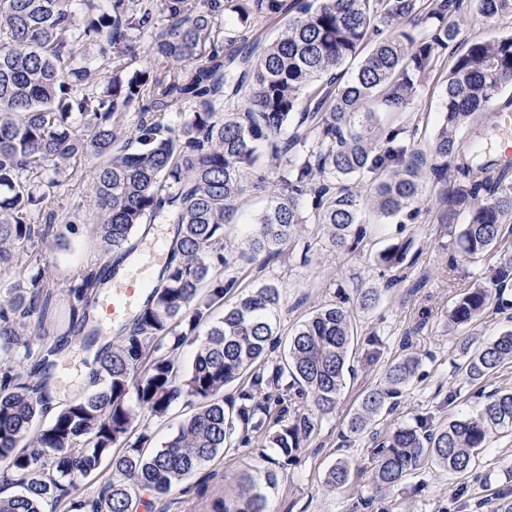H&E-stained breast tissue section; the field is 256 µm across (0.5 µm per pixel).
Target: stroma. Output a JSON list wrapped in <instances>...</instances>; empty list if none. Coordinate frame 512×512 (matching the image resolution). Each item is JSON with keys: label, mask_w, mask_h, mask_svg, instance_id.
<instances>
[{"label": "stroma", "mask_w": 512, "mask_h": 512, "mask_svg": "<svg viewBox=\"0 0 512 512\" xmlns=\"http://www.w3.org/2000/svg\"><path fill=\"white\" fill-rule=\"evenodd\" d=\"M442 78V72H435L401 116L381 114L380 130L399 121L415 123L417 135L407 136L404 143L426 149L443 120ZM507 111L512 113V85L502 89L473 125L460 130L447 180L420 205L416 219L403 222L368 213L362 251L339 254L329 247L322 225L303 224L292 248L262 265L229 268V275L238 277L244 288L271 283L280 290L281 341L268 354L272 361L281 358L292 331L339 294L351 296L356 288L373 287L380 289L381 298L373 309L355 311V374L348 378L335 411L319 420L315 436L297 457L285 465L272 463L264 435L254 434L249 445L219 454L186 479L182 490L163 499L144 495L139 512H211L213 502L231 492L236 474L268 467L277 474L275 487L268 491L270 512H494L499 499L512 494V435L492 436L476 472L466 479L425 468L382 493L373 480L374 434L385 435L422 418L442 424L472 413L490 392L512 390V367L477 385L465 382L458 370L463 361L462 338L450 330L448 311L464 289L486 283L496 258L489 255L449 270L448 258L459 248L457 236L468 214L446 211L439 201L440 193L455 184L460 168L473 165V138L489 146L512 135L499 124V113ZM100 163L96 156L82 157L51 190L56 223L70 226L66 246L53 248L41 258L48 279L58 289L76 272L102 261L93 236L97 216L90 206V173ZM400 240L410 244L406 264L399 269L379 265L376 252ZM406 352L418 357L420 368L397 397L393 411L378 418L372 433L346 436V423L364 391L377 385L385 368ZM90 355L82 336L66 337L51 381L58 402L86 391ZM339 459L351 464L354 478L350 485L333 491L324 479Z\"/></svg>", "instance_id": "stroma-1"}]
</instances>
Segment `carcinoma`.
Wrapping results in <instances>:
<instances>
[{
	"label": "carcinoma",
	"instance_id": "1",
	"mask_svg": "<svg viewBox=\"0 0 512 512\" xmlns=\"http://www.w3.org/2000/svg\"><path fill=\"white\" fill-rule=\"evenodd\" d=\"M73 2L0 0V268L47 243L56 217L48 189L67 162L88 154L104 159L92 175V205L107 261L78 271L66 286L70 314L61 336L82 333L95 345L93 305L116 270L108 258L132 254L139 226L162 216L175 236L169 261L121 342L98 348L90 389L47 424L52 357L62 348L41 310L52 291L20 282L0 289V470L18 488L0 496V512H46L48 505L137 512L142 492L171 493L238 431L241 444L263 430L267 447L286 459L297 456L316 430L301 404L331 414L352 372V310L344 301L323 306L294 331L288 356L269 364L279 289L253 288L227 306L239 279L224 271L236 261L281 253L302 224L324 225L339 252L360 251L365 208L387 219L417 213L427 199L423 169L431 171L432 185L445 180L459 131L512 82L511 34L475 40L464 51L457 45L459 18L495 22L512 15V0H210L205 8L197 0H157L167 18L165 32L153 39L154 55L168 67L162 77L150 65L124 75L125 58L136 52L128 31L149 29L154 6L104 0L99 14L81 21ZM220 11L236 16L240 37L220 36L214 23ZM282 15L288 22L274 41L247 36L256 18ZM102 37L112 52L108 80L74 55L75 45ZM357 58L356 69L341 70ZM441 63L448 65L444 117L427 159L399 144L402 128L374 133L373 118L377 109L404 111ZM88 84L94 90L86 93ZM136 102L142 107L133 150L122 129L126 108ZM182 102L193 110L163 123L161 115ZM81 120L85 136L73 132ZM268 154L279 168L272 205L236 252L224 231L245 191L242 173ZM363 178L373 190L365 207L351 187ZM443 203L470 212L459 233L461 256L499 254L489 285L467 289L450 310L451 324L467 329L487 314L491 297L500 311L512 306L504 298L512 287L506 249L512 186L468 168ZM35 215L45 223L32 222ZM409 246L393 243L377 260L399 268ZM356 292L362 309L380 299L377 288ZM221 307L224 316L211 322ZM187 344L195 355L183 370L176 351ZM463 346L461 376L480 383L512 364V326L474 349L468 341ZM418 367L411 356L390 363L363 395L349 434L370 431ZM244 376L247 384L224 396ZM182 400L198 403L196 412L161 449L146 453L151 435L139 424L141 414L162 418ZM502 431L512 433V390L490 393L477 413L443 426L422 419L396 429L377 444L374 482L397 486L429 462L466 475L478 450ZM104 473L96 497L79 495L87 480ZM351 479L346 460L325 476L333 489ZM276 480L268 468L244 472L211 512H268L267 489Z\"/></svg>",
	"mask_w": 512,
	"mask_h": 512
}]
</instances>
